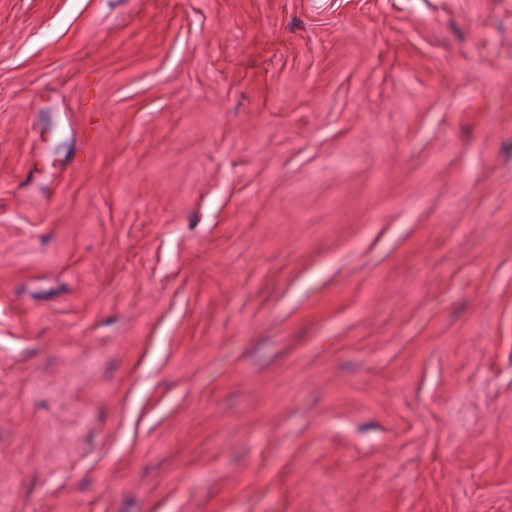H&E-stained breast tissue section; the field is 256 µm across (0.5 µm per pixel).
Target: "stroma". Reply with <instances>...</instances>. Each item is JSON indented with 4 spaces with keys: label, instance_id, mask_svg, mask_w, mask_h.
<instances>
[{
    "label": "stroma",
    "instance_id": "stroma-1",
    "mask_svg": "<svg viewBox=\"0 0 512 512\" xmlns=\"http://www.w3.org/2000/svg\"><path fill=\"white\" fill-rule=\"evenodd\" d=\"M0 512H512V0H0Z\"/></svg>",
    "mask_w": 512,
    "mask_h": 512
}]
</instances>
